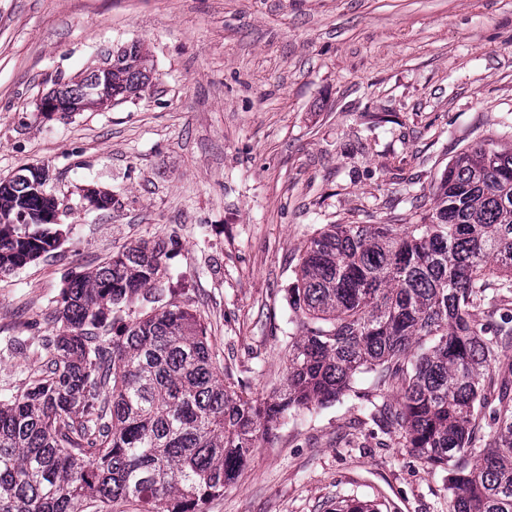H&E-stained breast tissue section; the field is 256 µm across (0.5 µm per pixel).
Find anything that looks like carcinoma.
<instances>
[{"label":"carcinoma","mask_w":512,"mask_h":512,"mask_svg":"<svg viewBox=\"0 0 512 512\" xmlns=\"http://www.w3.org/2000/svg\"><path fill=\"white\" fill-rule=\"evenodd\" d=\"M139 43L112 63L120 102L150 84ZM62 110L93 86L63 83ZM0 186V276L54 251L46 184ZM420 224H326L288 293L285 385L253 399L224 381L206 327L166 293L161 243L75 275L55 300L46 360L0 399V512H203L274 424L360 397L425 465L448 471V512H512V143L481 140L434 186ZM483 309V317L475 311ZM334 512H379L359 499ZM356 387L361 394L369 395V399L375 402L384 395L392 399L397 393L396 387L392 388V386L378 384L371 374H360L357 378Z\"/></svg>","instance_id":"1"}]
</instances>
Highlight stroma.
<instances>
[{"label": "stroma", "mask_w": 512, "mask_h": 512, "mask_svg": "<svg viewBox=\"0 0 512 512\" xmlns=\"http://www.w3.org/2000/svg\"><path fill=\"white\" fill-rule=\"evenodd\" d=\"M142 43L139 95L44 117L59 78ZM512 141V0H0V180L38 165L63 240L0 277V389L41 366L33 348L67 279L140 240L177 244L178 301L217 365L256 398L286 379L288 304L304 247L326 224H416L470 144ZM95 187L114 206L91 211ZM303 409L259 442L205 512H448L447 474L375 432L368 401Z\"/></svg>", "instance_id": "obj_1"}]
</instances>
